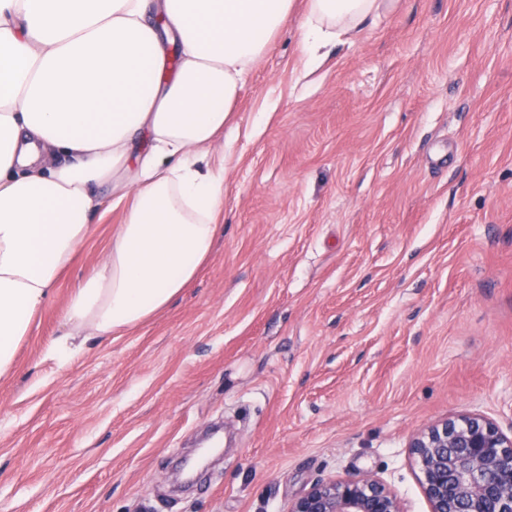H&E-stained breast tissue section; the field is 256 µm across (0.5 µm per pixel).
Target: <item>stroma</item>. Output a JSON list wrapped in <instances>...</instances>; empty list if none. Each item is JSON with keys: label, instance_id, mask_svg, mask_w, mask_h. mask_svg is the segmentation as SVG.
I'll return each instance as SVG.
<instances>
[{"label": "stroma", "instance_id": "35a3bbf8", "mask_svg": "<svg viewBox=\"0 0 512 512\" xmlns=\"http://www.w3.org/2000/svg\"><path fill=\"white\" fill-rule=\"evenodd\" d=\"M296 0L212 148L195 282L67 367L45 359L121 209L0 382V512H288L369 474L429 512L408 448L512 434V0H394L305 71Z\"/></svg>", "mask_w": 512, "mask_h": 512}]
</instances>
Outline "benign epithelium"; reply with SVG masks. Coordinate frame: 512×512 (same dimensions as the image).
Masks as SVG:
<instances>
[{
	"mask_svg": "<svg viewBox=\"0 0 512 512\" xmlns=\"http://www.w3.org/2000/svg\"><path fill=\"white\" fill-rule=\"evenodd\" d=\"M430 512H512V434L478 413L447 417L409 443ZM289 512H404L397 496L366 477L314 483Z\"/></svg>",
	"mask_w": 512,
	"mask_h": 512,
	"instance_id": "7a95c632",
	"label": "benign epithelium"
}]
</instances>
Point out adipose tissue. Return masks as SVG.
<instances>
[{
  "mask_svg": "<svg viewBox=\"0 0 512 512\" xmlns=\"http://www.w3.org/2000/svg\"><path fill=\"white\" fill-rule=\"evenodd\" d=\"M391 0H308V68ZM294 0H0V381L94 231L124 218L44 355L138 327L211 256L224 163L211 148Z\"/></svg>",
  "mask_w": 512,
  "mask_h": 512,
  "instance_id": "obj_1",
  "label": "adipose tissue"
}]
</instances>
